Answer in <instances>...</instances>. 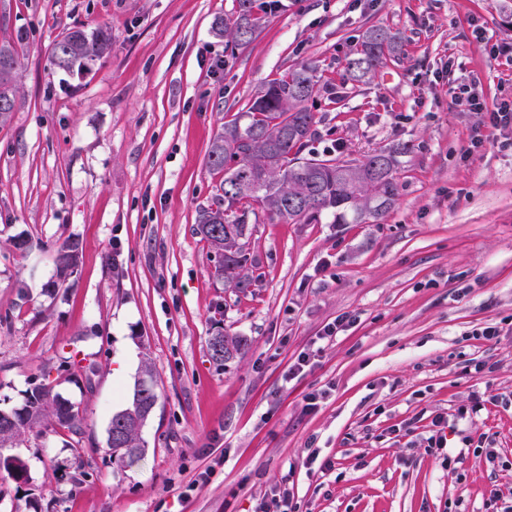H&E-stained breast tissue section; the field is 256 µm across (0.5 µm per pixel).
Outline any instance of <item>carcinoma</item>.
Returning a JSON list of instances; mask_svg holds the SVG:
<instances>
[{
  "instance_id": "obj_1",
  "label": "carcinoma",
  "mask_w": 512,
  "mask_h": 512,
  "mask_svg": "<svg viewBox=\"0 0 512 512\" xmlns=\"http://www.w3.org/2000/svg\"><path fill=\"white\" fill-rule=\"evenodd\" d=\"M237 10L227 18L214 21L213 31L227 39L229 46H243L252 40L263 24L254 11V0H236ZM112 37L108 29L90 32L67 29L55 41L50 65L61 70L84 68L108 54ZM399 49V38L382 26L367 27L347 63L349 80L355 84L369 82ZM18 51L10 45L0 46V121L17 107L15 79ZM315 68L301 64L261 90L249 108L224 122V132L212 144L208 165L224 175L219 183L216 207L198 211L196 234L211 250L228 249L224 262L215 267L214 275L226 288L245 291L254 277L249 267L254 255L249 248L251 225L259 215L271 222L284 224H376L392 208L399 193L396 179V155L407 147L376 151L365 158L346 159L330 152H306L316 124L309 103L318 95ZM234 229L240 243L226 242V228ZM82 248L69 239L53 255L56 280L48 292L61 287L79 265ZM151 380V389L143 393L140 375ZM159 394L155 369L144 362L132 388L128 404L114 413L119 417L140 414L145 407L157 404ZM13 427H0V455L16 448L30 437L42 438L59 429L67 430L81 443L87 421L54 387L38 383L25 394L24 403L10 411ZM145 442L140 427L127 428L126 446L106 445L109 455L119 461L132 462L141 457Z\"/></svg>"
}]
</instances>
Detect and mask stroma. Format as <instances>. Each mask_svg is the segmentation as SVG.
Masks as SVG:
<instances>
[{
    "mask_svg": "<svg viewBox=\"0 0 512 512\" xmlns=\"http://www.w3.org/2000/svg\"><path fill=\"white\" fill-rule=\"evenodd\" d=\"M234 5L0 0V44L25 37L17 108L0 121V409L42 382L88 419L82 454L64 431L20 448L31 481L0 472V512H254L278 486L298 512H485L494 489L512 500V153L471 145L480 104L512 92L498 53L512 51V0H279L229 52L212 22ZM371 25L400 50L354 84L346 62ZM75 26L109 28L110 53L51 68ZM308 61L321 87L310 151L408 145L399 194L378 224L260 219L256 281L238 293L195 232L221 180L210 146ZM70 238L80 265L48 295ZM344 313L355 323L325 336ZM487 322L503 329L492 346L472 337ZM217 324L245 341L221 366L207 345ZM309 350L314 367L289 375ZM147 358L160 398L143 455L119 463L106 430ZM74 359L94 365L92 392L71 381ZM479 360L493 372L471 373ZM475 394L482 409L459 417ZM439 414L449 466L427 449ZM313 456L329 469H308Z\"/></svg>",
    "mask_w": 512,
    "mask_h": 512,
    "instance_id": "1",
    "label": "stroma"
}]
</instances>
